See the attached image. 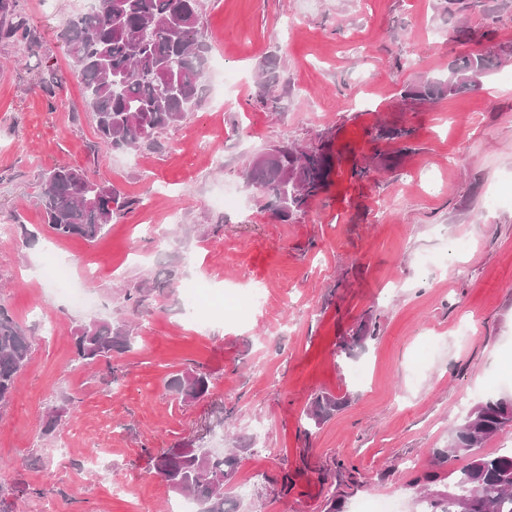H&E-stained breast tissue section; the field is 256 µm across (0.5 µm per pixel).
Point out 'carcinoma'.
Returning a JSON list of instances; mask_svg holds the SVG:
<instances>
[{
  "mask_svg": "<svg viewBox=\"0 0 512 512\" xmlns=\"http://www.w3.org/2000/svg\"><path fill=\"white\" fill-rule=\"evenodd\" d=\"M60 38L73 72L86 93L85 106L94 118L97 136L108 150L128 151L154 145L167 129L180 125L188 111L201 104L202 77L212 36L203 23V0H97L89 11L68 20ZM0 39L26 44L34 39L25 28L20 0H0ZM492 52L472 54L454 67L463 81L425 82L407 90L418 100L452 98L473 86L472 72L489 70ZM267 163L243 172L246 184L278 202L288 219L329 185L336 160L328 138L305 146L280 144ZM38 202L48 229L58 238L93 242L134 201L110 183L92 179L84 170L56 165L43 174ZM144 284L124 294L136 312L151 296ZM134 328L128 323L92 321L73 336L75 360L108 361L130 347ZM34 337L0 303V408L17 391L20 374L30 360ZM168 386L186 400L210 390L209 375L196 371L177 375ZM336 398L315 394L306 410L308 425H319L336 410ZM512 424V401L489 398L470 409L455 431L452 449L472 454L448 492L427 491L422 501L431 512H512V453L475 455L474 449ZM155 468L169 485L195 499L200 512H224V487L233 478V455L184 453L171 448L154 457Z\"/></svg>",
  "mask_w": 512,
  "mask_h": 512,
  "instance_id": "obj_1",
  "label": "carcinoma"
}]
</instances>
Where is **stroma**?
<instances>
[{
    "mask_svg": "<svg viewBox=\"0 0 512 512\" xmlns=\"http://www.w3.org/2000/svg\"><path fill=\"white\" fill-rule=\"evenodd\" d=\"M86 5L22 0L35 58L0 41V300L35 338L0 410V485L20 487L16 512H170L182 495L154 456L184 443L233 452L226 512H356L380 494L420 512L417 479L437 473L434 490H447L469 461L448 453L464 409L512 395V0H205L201 107L157 146L110 152L59 37ZM489 50L502 61L478 88L405 98ZM268 82L275 111L261 101ZM325 136L331 184L280 220L243 170L276 144ZM59 163L136 206L97 241L54 237L37 196ZM226 190L240 207L216 205ZM51 260L87 306L41 278ZM247 275L266 288L262 307L187 316L186 281L220 297ZM144 280L159 290L131 348L76 362L75 330L120 322ZM363 326L373 339L341 353ZM196 370L209 395L167 390ZM320 392L340 406L306 427Z\"/></svg>",
    "mask_w": 512,
    "mask_h": 512,
    "instance_id": "obj_1",
    "label": "stroma"
}]
</instances>
